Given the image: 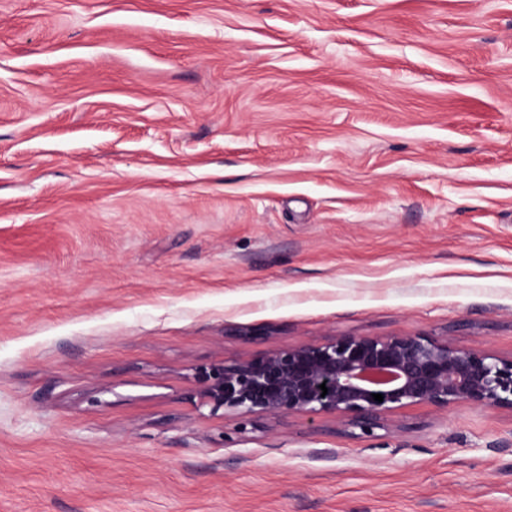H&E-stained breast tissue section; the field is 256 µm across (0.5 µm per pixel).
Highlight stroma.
Returning a JSON list of instances; mask_svg holds the SVG:
<instances>
[{
	"mask_svg": "<svg viewBox=\"0 0 512 512\" xmlns=\"http://www.w3.org/2000/svg\"><path fill=\"white\" fill-rule=\"evenodd\" d=\"M512 356V0H0V512H512V410L214 414L194 370Z\"/></svg>",
	"mask_w": 512,
	"mask_h": 512,
	"instance_id": "stroma-1",
	"label": "stroma"
}]
</instances>
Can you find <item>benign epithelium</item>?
I'll return each instance as SVG.
<instances>
[{"label": "benign epithelium", "instance_id": "benign-epithelium-1", "mask_svg": "<svg viewBox=\"0 0 512 512\" xmlns=\"http://www.w3.org/2000/svg\"><path fill=\"white\" fill-rule=\"evenodd\" d=\"M194 380L201 404L213 413L222 409L277 422L334 415L365 432L382 416L415 405L512 409V357L407 333L301 342L197 368ZM375 394L383 402L374 401Z\"/></svg>", "mask_w": 512, "mask_h": 512}]
</instances>
